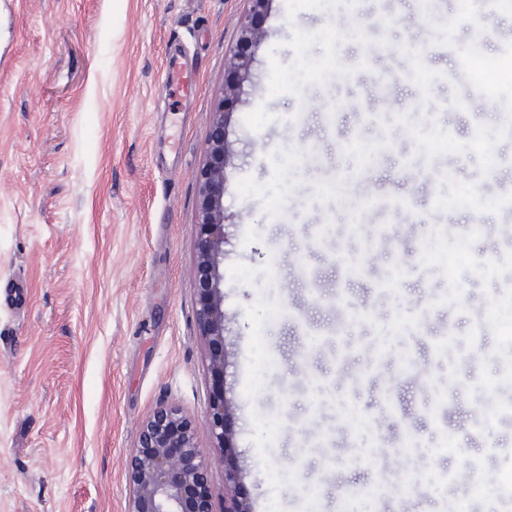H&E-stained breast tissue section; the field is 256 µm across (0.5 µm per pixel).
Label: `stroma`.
Instances as JSON below:
<instances>
[{
	"label": "stroma",
	"instance_id": "stroma-1",
	"mask_svg": "<svg viewBox=\"0 0 512 512\" xmlns=\"http://www.w3.org/2000/svg\"><path fill=\"white\" fill-rule=\"evenodd\" d=\"M245 8L0 0V512H126V459L163 402L193 421L224 501L195 175ZM489 25L512 35V0L491 16L475 0H391L380 19L371 0H271L225 127L223 389L253 512H479L512 482V308L498 306L512 221L494 204L512 186V133L496 103L459 134L441 109L467 94L442 45L468 52ZM175 40L188 92L165 76ZM385 195L412 204L379 212ZM340 263L362 272L341 297ZM380 273L392 286L377 295ZM451 321L431 353L424 336ZM387 397L406 419L381 413ZM474 442L489 453L478 476L462 468ZM356 448L370 464L351 462ZM450 467L455 484L416 479ZM382 477L387 511L364 492Z\"/></svg>",
	"mask_w": 512,
	"mask_h": 512
}]
</instances>
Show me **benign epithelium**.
I'll list each match as a JSON object with an SVG mask.
<instances>
[{
    "instance_id": "7a95c632",
    "label": "benign epithelium",
    "mask_w": 512,
    "mask_h": 512,
    "mask_svg": "<svg viewBox=\"0 0 512 512\" xmlns=\"http://www.w3.org/2000/svg\"><path fill=\"white\" fill-rule=\"evenodd\" d=\"M240 18L238 39L225 62L224 92L213 110L207 138V161L197 171L200 197V239L194 271L198 294L197 320L209 348L208 370L215 381L224 377V140L225 105L237 100L240 79L264 43V20L272 0H248ZM232 413L224 395L215 391L207 425L224 452V512H251L240 497L238 471L229 464L235 453ZM130 488L127 512H217L209 483L204 449L196 443L195 426L179 407L161 403L141 424L137 447L127 461Z\"/></svg>"
}]
</instances>
